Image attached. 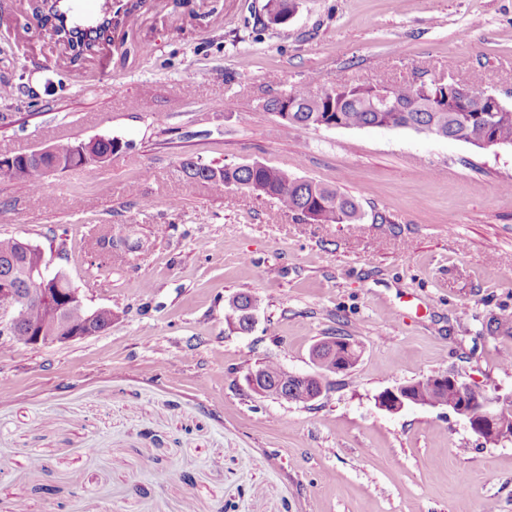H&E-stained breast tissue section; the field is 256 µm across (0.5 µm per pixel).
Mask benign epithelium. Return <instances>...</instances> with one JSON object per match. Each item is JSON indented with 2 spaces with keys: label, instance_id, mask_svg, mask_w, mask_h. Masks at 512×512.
Segmentation results:
<instances>
[{
  "label": "benign epithelium",
  "instance_id": "1",
  "mask_svg": "<svg viewBox=\"0 0 512 512\" xmlns=\"http://www.w3.org/2000/svg\"><path fill=\"white\" fill-rule=\"evenodd\" d=\"M97 140L78 141L69 144V157L81 164L103 163L112 159L109 151H98ZM26 260L19 265V270H11L0 276V333L10 335L21 308V302L27 298L41 300L49 311V326L27 337L29 345H46L64 343L85 338L93 332L92 323L87 321L80 325L70 323L66 311L73 303H84L75 288H62L66 276L61 272H52L45 259L44 251L31 244L25 246ZM20 273L27 284V290L21 294L15 287V273ZM358 345L345 341L344 351L339 353L336 362L323 358V350L313 352L316 363L323 364L331 373L349 371L355 365ZM420 383L434 391L447 390L452 393L445 407L462 418L477 439L485 442L512 440V427L502 418L499 408L511 403V398L486 395L475 401L470 398L471 386L462 383L457 377L448 374L430 375L420 379ZM415 383L399 385L381 392L376 402L379 408L397 413L409 405H426V402L414 396Z\"/></svg>",
  "mask_w": 512,
  "mask_h": 512
}]
</instances>
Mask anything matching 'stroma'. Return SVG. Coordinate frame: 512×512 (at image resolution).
I'll list each match as a JSON object with an SVG mask.
<instances>
[{
  "label": "stroma",
  "instance_id": "obj_1",
  "mask_svg": "<svg viewBox=\"0 0 512 512\" xmlns=\"http://www.w3.org/2000/svg\"><path fill=\"white\" fill-rule=\"evenodd\" d=\"M145 0L72 68L0 0V155L95 138L103 163L50 175L51 205L0 180V237L41 247L110 327L32 346L0 336V512H512V441L448 409L377 407L455 375L512 395V148L411 129L298 134L268 111L297 84L486 86L512 104V0ZM188 157L261 162L340 188L363 214L313 224L187 180ZM258 301L251 331L224 320ZM355 366L320 371L330 336ZM274 361L320 375L308 403L253 393ZM345 348L344 351L339 353L337 358L335 354H332L329 349H326L324 352V356L328 359H323V350L320 348H317L313 352V359L317 364L322 363L329 372L331 373H343L349 371L351 368L355 365V360L358 358V345L356 343H353L351 340L345 341ZM332 360L336 364L332 363ZM323 365H319L321 369L325 370Z\"/></svg>",
  "mask_w": 512,
  "mask_h": 512
}]
</instances>
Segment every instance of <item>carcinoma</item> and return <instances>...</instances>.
I'll return each instance as SVG.
<instances>
[{"instance_id":"carcinoma-1","label":"carcinoma","mask_w":512,"mask_h":512,"mask_svg":"<svg viewBox=\"0 0 512 512\" xmlns=\"http://www.w3.org/2000/svg\"><path fill=\"white\" fill-rule=\"evenodd\" d=\"M267 7L269 21L281 23L291 14L295 3L294 0H268ZM107 29L106 25L101 27L95 38L84 41L74 39L62 27H55L71 47L87 49L92 48ZM469 84L489 95L480 112L461 111L458 90L422 76L388 86L387 106L377 104V85H338L315 94L304 85H295L288 93L273 98L268 107L275 114L290 113L292 118L282 124L298 133L316 128L320 122H333L343 128H409L432 134L443 129L448 131V136L455 135L457 140L471 145L488 139L497 147H512V107L501 99L491 98L493 91L483 85L480 72H473ZM181 169L189 180L234 187L252 194L259 189L263 197L276 200L287 211H309L316 224H348L360 220L359 205L354 198L337 187L298 178L285 167L259 162L214 165L187 158L182 161ZM46 177L43 166L24 161L21 154L14 166H0V180H19L38 188ZM21 242L22 239L16 237L0 238V259H23ZM47 324L43 303L27 300L19 312L15 338L22 340Z\"/></svg>"}]
</instances>
